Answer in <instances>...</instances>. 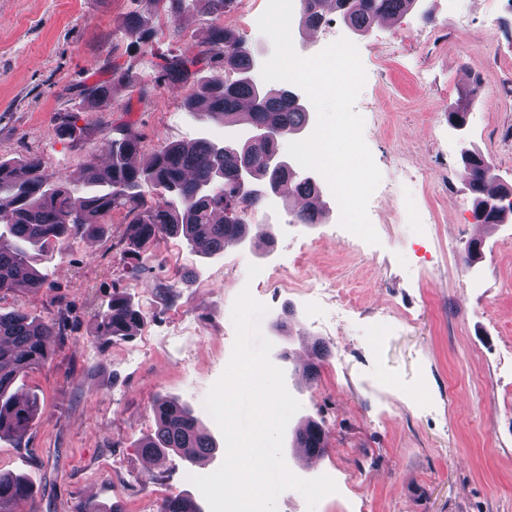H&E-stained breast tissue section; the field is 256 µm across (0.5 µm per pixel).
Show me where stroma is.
Here are the masks:
<instances>
[{"label":"stroma","instance_id":"35a3bbf8","mask_svg":"<svg viewBox=\"0 0 512 512\" xmlns=\"http://www.w3.org/2000/svg\"><path fill=\"white\" fill-rule=\"evenodd\" d=\"M265 7L235 0L224 25L266 59L273 43L258 26ZM136 8L135 0H0V161L36 155L50 179L74 182L125 123L148 153L168 140L235 134L186 112L187 85L154 80L159 56L195 52L213 16L192 11L173 21L157 12L142 45L126 30ZM291 35L303 56L342 37L357 46L366 82L355 109L391 188L392 223L376 225L379 244L352 243L325 185L315 223H296L299 201L290 197L249 221L270 237L267 246L231 244L203 259L163 235L140 253L137 277L123 256L122 212L94 236L55 246L43 262L51 288L0 293V312L61 324L48 361L14 385L38 405L30 427L0 439V472L32 486L15 512H75L91 497L122 512H139L147 500L158 512L165 499L197 495L191 476L214 472L226 455L204 401L231 358V310L246 287L268 308L261 333L301 404L287 432L312 418L327 434L322 470L289 445L286 464L300 478L323 473L338 487L312 511L301 493L285 491L277 512H512V222L482 239L461 161L464 150L482 154L512 189V5L418 0L362 33L334 13L310 30L296 12ZM116 65L129 77L113 83L110 111H89L80 89L108 79ZM463 98L468 119L458 131L448 113ZM65 118L73 135L58 130ZM424 211L433 223H418ZM476 239L482 257L471 267L465 248ZM252 264L267 279L248 280ZM284 268L295 287L281 285ZM331 278L355 295L349 311L337 312L322 294ZM116 287L147 322L107 345L96 315ZM288 310L294 316L283 332L276 322ZM307 363L316 364L315 376L303 375ZM160 396L191 408L216 441L212 458L194 465L179 452L142 454Z\"/></svg>","mask_w":512,"mask_h":512}]
</instances>
